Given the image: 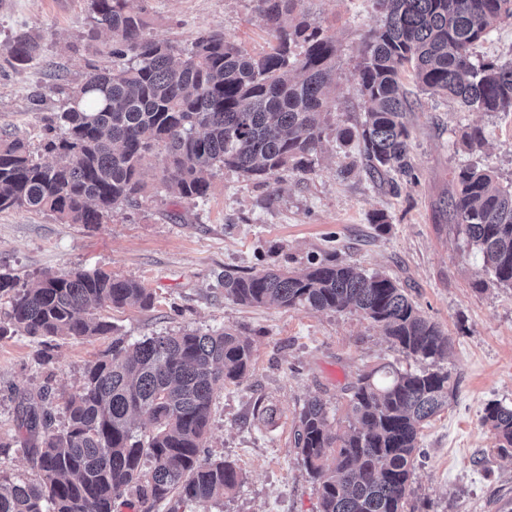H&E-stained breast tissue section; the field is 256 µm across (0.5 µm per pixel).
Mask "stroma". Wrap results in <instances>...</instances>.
<instances>
[{"label": "stroma", "instance_id": "35a3bbf8", "mask_svg": "<svg viewBox=\"0 0 512 512\" xmlns=\"http://www.w3.org/2000/svg\"><path fill=\"white\" fill-rule=\"evenodd\" d=\"M129 6L143 9L146 37L181 48L204 30L221 31L255 54L273 44L256 0H129ZM301 10L337 47L336 105L312 171L255 179L218 168L207 199L192 202L163 189L160 162L152 157L134 203L118 206L103 223L0 211V274L17 285L48 272L100 271L135 280L153 295L151 308L109 311L110 337L0 336V481H40L39 439L27 429L31 405L41 404L53 427L63 428L66 399L113 338L134 343L224 327L249 338L253 362L237 383L216 390L205 454L233 462L242 482L232 495L189 503L182 512H319L318 483L295 447L303 405L320 399L332 431L343 433L352 421L348 389L362 374L383 363L412 371L424 364L359 312L244 306L225 296L224 275L328 259L386 274L451 340L438 367L457 389L421 431L423 455L407 512H512V456L498 454L482 423L488 404L512 407V288L485 278L480 253L447 206L461 168L489 167L500 184L512 183V115L465 111L404 75L417 180L391 193L369 180L353 147L336 141L337 126L363 117L352 73L384 15L374 0H302ZM91 26L88 0H0V132L39 150L44 118L62 110L68 88L89 66L112 67L109 34L88 40ZM23 32L40 35L41 50L16 70L5 47ZM473 125L485 131L483 149L463 141ZM377 212L386 215V230L372 223Z\"/></svg>", "mask_w": 512, "mask_h": 512}]
</instances>
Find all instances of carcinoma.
<instances>
[{
    "label": "carcinoma",
    "mask_w": 512,
    "mask_h": 512,
    "mask_svg": "<svg viewBox=\"0 0 512 512\" xmlns=\"http://www.w3.org/2000/svg\"><path fill=\"white\" fill-rule=\"evenodd\" d=\"M302 0H258L276 40L250 55L224 34L203 31L181 49L144 36L145 21L128 0H89L93 31H106L108 54L121 64L90 66L49 118L43 152L0 136V211L51 212L67 224H101L141 189L145 160L161 156L162 184L181 199L205 198L213 170L266 178L285 168L309 171L321 150L333 97L336 46L298 10ZM385 15L365 42L353 78L364 120L336 128L342 144L358 142L369 174L416 180L409 155V104L401 75L411 69L431 95L469 112L512 113V61L476 64L473 48L512 0H376ZM41 36L17 35L9 64L24 68ZM489 168L455 177L448 207L484 270L512 288V184ZM13 292L10 328L32 337L106 336L102 312L146 309L153 295L134 280L68 270L47 273ZM224 294L246 306L315 311L353 309L381 325L406 355L435 362L448 337L383 273L339 263L298 270L224 274ZM8 328V329H10ZM8 329L0 326V336ZM251 343L221 329L112 340L90 364L79 392L66 401L67 426H45L37 484L0 482V512H114L123 494L141 491L142 512L171 501L221 499L241 484L234 463L202 457L215 390L252 366ZM454 385L439 370L378 366L351 388L354 422L331 433L318 400L300 411L296 448L319 480L320 512H406L424 424L448 406ZM149 425L140 436L136 420ZM494 447L512 453V408L493 403L482 418Z\"/></svg>",
    "instance_id": "1"
}]
</instances>
